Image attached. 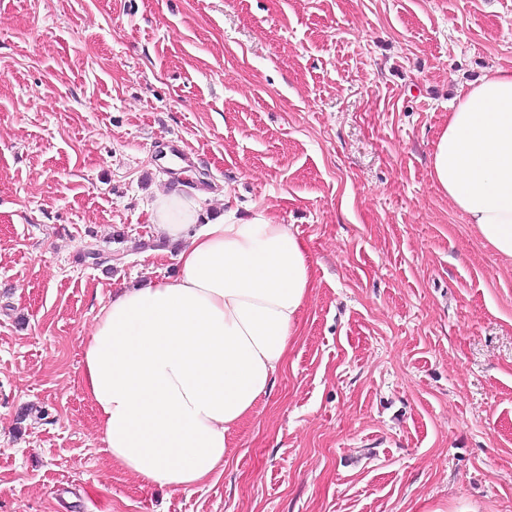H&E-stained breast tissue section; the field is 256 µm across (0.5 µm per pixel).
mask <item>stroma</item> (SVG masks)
Here are the masks:
<instances>
[{"mask_svg":"<svg viewBox=\"0 0 512 512\" xmlns=\"http://www.w3.org/2000/svg\"><path fill=\"white\" fill-rule=\"evenodd\" d=\"M512 0H0V512H512V263L431 178ZM314 268L221 473L145 488L81 388L112 291L173 278L158 191Z\"/></svg>","mask_w":512,"mask_h":512,"instance_id":"stroma-1","label":"stroma"}]
</instances>
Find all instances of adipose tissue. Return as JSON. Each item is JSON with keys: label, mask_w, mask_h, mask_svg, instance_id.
Here are the masks:
<instances>
[{"label": "adipose tissue", "mask_w": 512, "mask_h": 512, "mask_svg": "<svg viewBox=\"0 0 512 512\" xmlns=\"http://www.w3.org/2000/svg\"><path fill=\"white\" fill-rule=\"evenodd\" d=\"M431 177L484 244L512 261V71L461 90ZM151 222L177 275L110 295L84 342L82 387L113 465L142 485L195 487L218 471L269 393L312 288L310 255L258 212L203 216L157 194Z\"/></svg>", "instance_id": "1"}]
</instances>
